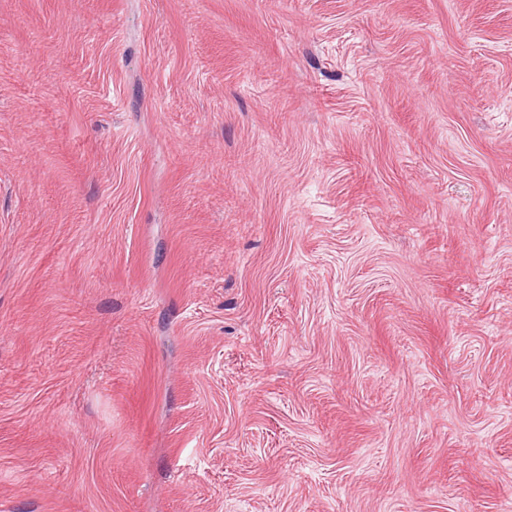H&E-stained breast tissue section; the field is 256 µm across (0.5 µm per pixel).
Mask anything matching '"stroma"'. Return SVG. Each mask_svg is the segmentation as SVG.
I'll return each instance as SVG.
<instances>
[{
    "mask_svg": "<svg viewBox=\"0 0 512 512\" xmlns=\"http://www.w3.org/2000/svg\"><path fill=\"white\" fill-rule=\"evenodd\" d=\"M0 512H512V0H0Z\"/></svg>",
    "mask_w": 512,
    "mask_h": 512,
    "instance_id": "1",
    "label": "stroma"
}]
</instances>
